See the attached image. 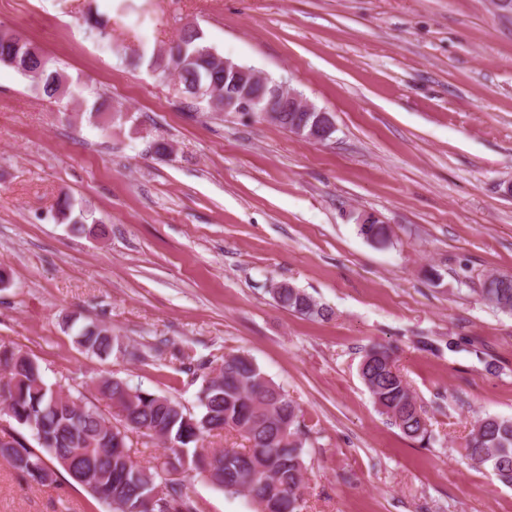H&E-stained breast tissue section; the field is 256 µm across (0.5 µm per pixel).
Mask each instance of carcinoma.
Wrapping results in <instances>:
<instances>
[{
  "mask_svg": "<svg viewBox=\"0 0 512 512\" xmlns=\"http://www.w3.org/2000/svg\"><path fill=\"white\" fill-rule=\"evenodd\" d=\"M88 28L96 39L112 44V29L100 16ZM180 43L194 56L180 72V92L190 104L224 105V56L204 43L200 28L182 29ZM0 65L12 67L31 79L43 96L61 104L71 97V80L58 62L36 42L0 31ZM73 202H58L57 215L72 224L98 223L87 211L71 217ZM358 233L376 243L387 239L382 224H359ZM282 308L304 317L326 318L329 312L298 288L273 292ZM482 300L503 312L512 311V276L485 279ZM76 343L86 352L109 356L118 352L143 361L159 346L145 351L126 345L112 329L96 323L82 326ZM183 372L202 378L198 411L180 401L132 386L127 381L100 377L92 381L101 399L112 402L116 421L88 401L78 386L45 381L38 360L15 346L0 343V414L32 433L38 448L25 446L16 436L0 449V457L23 476L46 486L45 473L63 470L77 485L112 512H199L189 488L170 474L184 467L228 495L249 498L254 512H299L306 453L299 409L288 394L249 356L226 354L218 366L183 351ZM359 376L379 412L402 435L430 444L426 413L396 365L394 350L373 344L359 365ZM229 431L248 442L245 448L209 451L205 441L213 432ZM152 440L162 436L168 452L163 467L132 460L130 435ZM467 455L488 465L504 486H512V418L479 414L465 445Z\"/></svg>",
  "mask_w": 512,
  "mask_h": 512,
  "instance_id": "1",
  "label": "carcinoma"
}]
</instances>
